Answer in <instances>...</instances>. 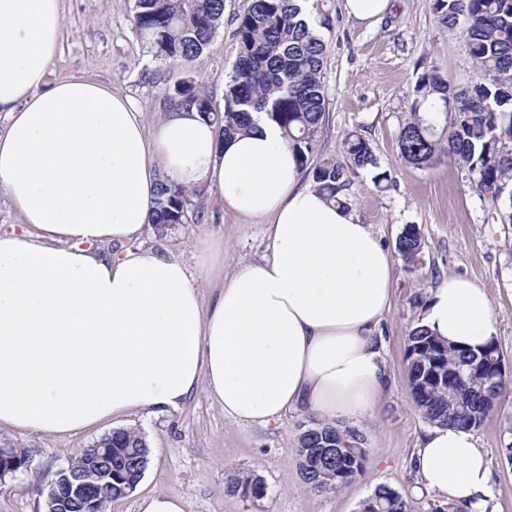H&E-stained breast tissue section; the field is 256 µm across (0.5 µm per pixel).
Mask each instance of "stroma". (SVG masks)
<instances>
[{"mask_svg":"<svg viewBox=\"0 0 512 512\" xmlns=\"http://www.w3.org/2000/svg\"><path fill=\"white\" fill-rule=\"evenodd\" d=\"M242 0H226L224 24L190 70L170 67L149 52L133 26L134 0H62L64 27L51 78L78 74L127 95L147 126L165 114V96L186 73L222 103L224 85L236 59L237 23ZM331 18L320 35L326 45L323 68L326 121L314 158L341 157L342 139L358 130L371 144L378 170L359 172L351 205L371 225L393 261L392 301L381 323L387 385L369 417L358 428L368 448L365 475L340 491L318 492L297 466L301 410L266 424H238L205 391H197L178 411L134 412L116 421L70 435L0 430V442L27 452L26 468L0 479V512H45L49 483L82 449L116 429L138 430L147 443L148 464L140 482L107 512H139L152 494L180 499L185 512H358L378 485L405 498L408 512H434L440 499L415 493L413 453L429 423L417 407L407 376L410 330L421 320L431 292L451 276L467 277L486 291L496 318V335L505 366L512 371V224L469 190L453 163L418 168L403 161L397 144L401 123L410 115L418 78L437 67L451 86L471 87L484 73L471 58L461 28L441 25L430 0H393L389 13L373 26L350 17L343 0H324ZM387 181L375 184L376 171ZM416 225L423 239L415 263L403 261L396 240ZM223 241L224 272L270 253L263 220L224 212L214 201L201 219L183 224L146 225L128 245L104 242L96 250L154 248L196 268L202 240ZM492 471L488 512H512V464L502 448L512 442V400L503 402L475 431ZM263 480L265 494H230L233 478Z\"/></svg>","mask_w":512,"mask_h":512,"instance_id":"1","label":"stroma"}]
</instances>
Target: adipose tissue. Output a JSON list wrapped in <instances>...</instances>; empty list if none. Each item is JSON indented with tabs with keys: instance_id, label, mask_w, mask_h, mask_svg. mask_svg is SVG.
<instances>
[{
	"instance_id": "1",
	"label": "adipose tissue",
	"mask_w": 512,
	"mask_h": 512,
	"mask_svg": "<svg viewBox=\"0 0 512 512\" xmlns=\"http://www.w3.org/2000/svg\"><path fill=\"white\" fill-rule=\"evenodd\" d=\"M62 22L61 0H0V192L30 227L0 231V428L69 435L179 410L200 389L241 424L369 416L393 274L371 226L317 190L266 113L224 141L195 111L150 128L102 84L47 83ZM164 180L266 220L270 256L228 276L208 241L193 270L147 248L97 253L139 237ZM202 278L219 281L208 304ZM421 325L475 349L496 332L484 288L460 276L435 288ZM416 466L427 492L485 512L490 470L471 430L432 426Z\"/></svg>"
}]
</instances>
